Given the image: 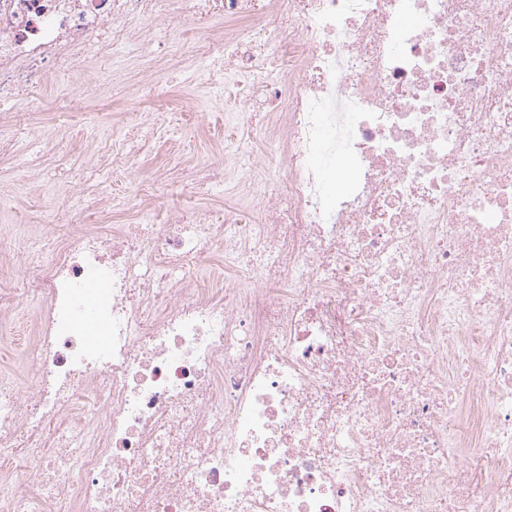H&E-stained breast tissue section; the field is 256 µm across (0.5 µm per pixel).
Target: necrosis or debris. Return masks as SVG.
I'll return each mask as SVG.
<instances>
[{"label": "necrosis or debris", "mask_w": 512, "mask_h": 512, "mask_svg": "<svg viewBox=\"0 0 512 512\" xmlns=\"http://www.w3.org/2000/svg\"><path fill=\"white\" fill-rule=\"evenodd\" d=\"M157 20L264 87L223 164L159 177L254 219L145 224L143 195L60 223L132 172L139 118L55 220L0 235L1 345L38 302L0 369V512H512V0H0V157L41 134L14 100L72 115Z\"/></svg>", "instance_id": "4bbe7bcc"}]
</instances>
